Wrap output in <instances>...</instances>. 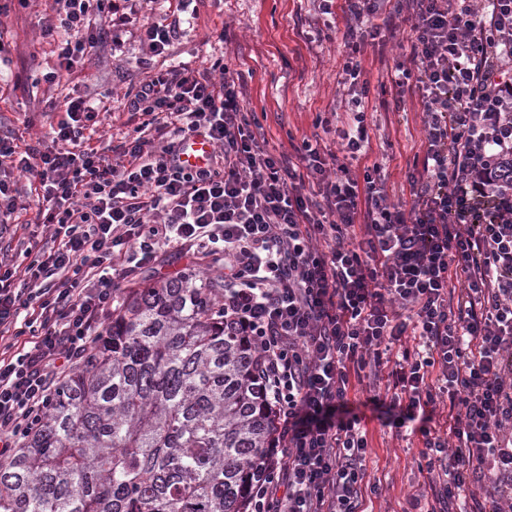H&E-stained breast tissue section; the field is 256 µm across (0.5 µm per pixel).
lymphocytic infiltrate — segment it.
<instances>
[{"label":"lymphocytic infiltrate","instance_id":"lymphocytic-infiltrate-1","mask_svg":"<svg viewBox=\"0 0 512 512\" xmlns=\"http://www.w3.org/2000/svg\"><path fill=\"white\" fill-rule=\"evenodd\" d=\"M143 2L53 0L42 27L71 72L105 34L117 52L114 30L139 24L142 77L119 99L137 123L111 155L89 144L100 109L86 94L57 100L64 116L36 145L0 131V170L38 183L57 242L0 259V462L101 338L119 280L173 249L219 257L224 324L259 351L274 477L249 512H368L378 487L364 481L366 435L344 416L350 377L379 378L408 332L419 341L388 373L396 425L448 396L445 424L419 429L429 512H512V0H344L349 87L383 12L410 25L400 72L417 83L426 150L406 207L379 165L357 179L311 140L292 155L261 146L239 73L165 63L193 0H166L146 22ZM192 137L213 152L188 171ZM453 283L466 294L455 307Z\"/></svg>","mask_w":512,"mask_h":512}]
</instances>
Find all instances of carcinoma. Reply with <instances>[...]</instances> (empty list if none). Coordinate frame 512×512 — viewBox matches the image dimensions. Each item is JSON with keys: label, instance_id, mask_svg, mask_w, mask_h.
<instances>
[{"label": "carcinoma", "instance_id": "obj_1", "mask_svg": "<svg viewBox=\"0 0 512 512\" xmlns=\"http://www.w3.org/2000/svg\"><path fill=\"white\" fill-rule=\"evenodd\" d=\"M193 272L126 288L22 448L0 512H247L275 431L256 348Z\"/></svg>", "mask_w": 512, "mask_h": 512}]
</instances>
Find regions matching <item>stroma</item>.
Segmentation results:
<instances>
[{"label":"stroma","instance_id":"obj_1","mask_svg":"<svg viewBox=\"0 0 512 512\" xmlns=\"http://www.w3.org/2000/svg\"><path fill=\"white\" fill-rule=\"evenodd\" d=\"M44 7L19 8L15 0H0V27L8 34L12 53L0 64V125L10 126L20 141L30 140L57 123L61 114L51 105L54 88L44 81L57 66L54 44L42 41L39 31ZM318 16L316 0H202L198 15L182 24L170 47L169 61L197 68L202 57L223 59L241 75L245 98L262 125L271 152L319 138L324 150L338 152L337 131L350 121L352 105L342 83L345 48L341 34L309 40L310 25ZM409 27L393 17L391 28L360 50L362 79L370 136L368 160H348L354 176L364 174L366 162L381 166L393 202L408 203L410 174L422 170L424 120L418 93H407L403 109L393 97L398 65L407 61ZM62 85L97 91H125L127 65L113 59L110 46H100L89 63ZM368 384L352 383L350 413L360 421L368 442L367 482L379 486L367 506L370 512H402L410 495L431 501L417 469L422 447L419 421L398 428L393 416L370 403Z\"/></svg>","mask_w":512,"mask_h":512}]
</instances>
